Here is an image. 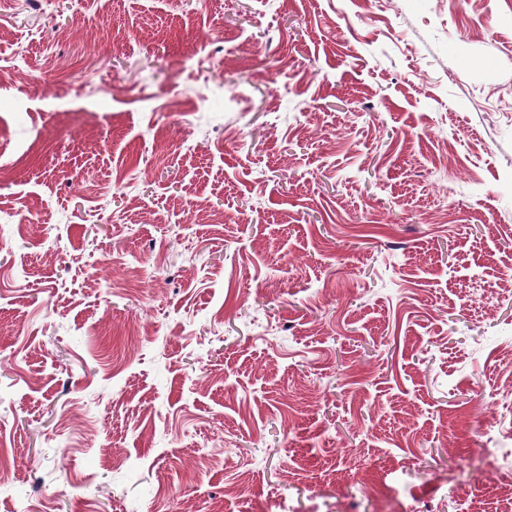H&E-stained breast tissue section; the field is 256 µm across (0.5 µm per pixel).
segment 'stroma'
Wrapping results in <instances>:
<instances>
[{
    "label": "stroma",
    "instance_id": "obj_1",
    "mask_svg": "<svg viewBox=\"0 0 512 512\" xmlns=\"http://www.w3.org/2000/svg\"><path fill=\"white\" fill-rule=\"evenodd\" d=\"M509 272L512 0H0V512H512Z\"/></svg>",
    "mask_w": 512,
    "mask_h": 512
}]
</instances>
